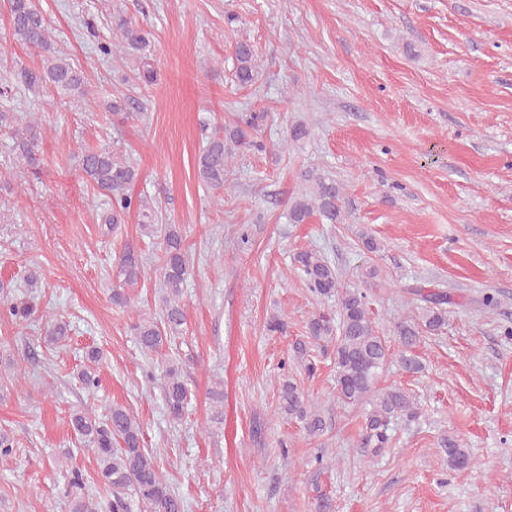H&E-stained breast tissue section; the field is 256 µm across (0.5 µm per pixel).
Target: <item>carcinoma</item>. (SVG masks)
I'll return each mask as SVG.
<instances>
[{
    "mask_svg": "<svg viewBox=\"0 0 512 512\" xmlns=\"http://www.w3.org/2000/svg\"><path fill=\"white\" fill-rule=\"evenodd\" d=\"M3 6L13 36L40 55L38 65L20 69L15 80L30 90L49 85L61 93L84 97L87 89L83 73L53 47L50 24L33 0H3ZM112 24L119 38L115 43H99L101 54L143 55L151 48L153 33L149 28L121 16L115 17ZM234 57L237 84L241 87L253 84L258 70L251 43L237 40ZM263 119L262 113L241 115L216 129L198 158V179L213 190L228 189L233 174V148L265 149L264 143L258 140ZM310 136V127L298 120L288 129V144H302ZM80 166L85 182L112 201V215L105 217L104 223L119 224L122 216L136 207L143 217L140 224L143 235L160 239L161 321L139 318L130 325L142 352L156 353L185 324L181 298L189 261L181 228L162 223L158 211L146 198L133 195L138 171L127 158L103 149H87L81 155ZM301 179L302 189L290 202V223L304 224L313 215L319 216L323 224H344L349 220L351 209L346 206L342 183L317 170L304 172ZM292 266L317 300H338L336 315L321 312L309 321L307 335L292 344V361L312 377L317 364L310 354L311 347L333 343L336 396L347 406H369L362 444L374 456L389 447L390 426L394 421H412L420 413L418 400L411 392L399 386L381 387L379 379L393 357L405 372L416 373L421 369L414 349L426 335L441 331L447 324L450 296L446 291L414 289L413 295L423 303L421 314L397 322L400 349L393 352L389 341L379 333L372 309L370 288L383 281L379 266L371 264L360 270L358 279L364 284L362 288L344 284L329 257L316 249L297 252ZM144 274L139 255L131 251L122 254L119 259L122 286H136ZM34 313V305L29 303L13 304L3 311L17 322L30 319ZM102 359L103 353L98 348L85 351L86 363L77 373V379L89 393L99 386ZM162 391L169 417L174 421L181 419L190 402V391L177 367L166 369ZM278 410L281 415L301 423L309 437L319 438L324 434L326 421L322 413L310 403L299 382L288 375L279 384ZM70 424L84 444L95 449L97 481L112 493L110 512H131L134 505L141 512H184L183 501L162 475L154 457L142 446L141 428L125 407L114 405L102 418L91 407L80 408L71 413ZM439 447L447 455L450 469L469 467V451L456 436L441 437ZM83 489L82 473L72 471L67 493L71 497L70 512H98V503Z\"/></svg>",
    "mask_w": 512,
    "mask_h": 512,
    "instance_id": "cac0c4a2",
    "label": "carcinoma"
}]
</instances>
